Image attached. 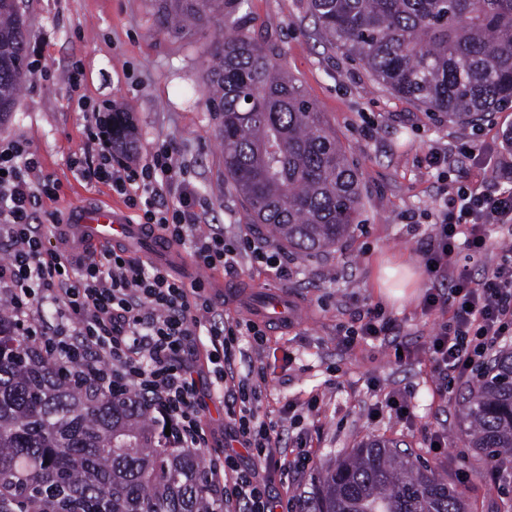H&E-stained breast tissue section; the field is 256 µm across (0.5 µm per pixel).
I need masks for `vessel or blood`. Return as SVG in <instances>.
Segmentation results:
<instances>
[{
	"label": "vessel or blood",
	"mask_w": 512,
	"mask_h": 512,
	"mask_svg": "<svg viewBox=\"0 0 512 512\" xmlns=\"http://www.w3.org/2000/svg\"><path fill=\"white\" fill-rule=\"evenodd\" d=\"M66 229L94 247L108 242L129 246L142 241L148 245L151 257L169 262L176 259L161 234L148 233L144 225L135 223L128 212L112 205H81L70 209ZM254 316L279 326L287 323L290 317L287 291H268Z\"/></svg>",
	"instance_id": "obj_1"
}]
</instances>
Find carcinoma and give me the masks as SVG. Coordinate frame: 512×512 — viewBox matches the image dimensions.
Returning <instances> with one entry per match:
<instances>
[{
    "label": "carcinoma",
    "instance_id": "1",
    "mask_svg": "<svg viewBox=\"0 0 512 512\" xmlns=\"http://www.w3.org/2000/svg\"><path fill=\"white\" fill-rule=\"evenodd\" d=\"M182 34L246 0H157ZM333 46L396 95L473 124L512 103V0H308ZM18 0H0V116L24 78ZM224 175L246 221L304 255L335 247L355 223L360 179L323 113L281 54L218 31L208 66ZM467 391L469 447L512 463V350ZM0 512H214L198 453L167 448L139 399L61 381L0 303ZM313 512H469L457 489L396 444L372 439L319 474Z\"/></svg>",
    "mask_w": 512,
    "mask_h": 512
}]
</instances>
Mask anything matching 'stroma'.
<instances>
[{"label":"stroma","instance_id":"35a3bbf8","mask_svg":"<svg viewBox=\"0 0 512 512\" xmlns=\"http://www.w3.org/2000/svg\"><path fill=\"white\" fill-rule=\"evenodd\" d=\"M21 13L28 30L26 54L38 56L45 74L26 76L14 112L0 121V146L26 142L44 174L59 182L60 199L46 202V210L112 196L108 186L81 180L69 166L73 154L87 146V114L78 105L83 95L93 103L115 101L130 113L134 147L174 142L186 178L204 199V224L238 233L245 213L224 183L218 121L209 101L212 27L170 33L157 20L154 0H23ZM238 18L239 32L281 50L289 72L324 113L360 176L358 222L335 248L310 256L288 252L293 274L280 285L265 264L249 255L237 274L224 278L228 287L245 289L249 304L261 300L265 290L282 286L303 312L288 328L269 330L264 349L244 341L234 357L239 374L257 367L268 373L262 414L282 420L284 404L301 406L298 419L283 420V441L293 460L302 435H310L313 460L306 469H290L292 495L309 504L322 468L362 442L382 438L399 441L437 466L465 494L472 512H500L504 502L512 501V475L490 469L468 448L458 399L465 382H457L452 398L437 390L439 375L425 344L442 317L422 309L431 281L419 249L433 233L431 215L442 186L428 165L430 154L494 144L512 128V104L475 127L432 114L331 47L306 0H248ZM76 60L84 71L77 94L69 83ZM384 260L419 275L409 298L381 300L375 282ZM378 303L393 320L391 330L358 339L348 349L340 346L341 328ZM398 344L410 350V358L395 359ZM403 388L413 391L409 420L375 411L385 394ZM314 395L320 398L317 409L304 410ZM437 433L445 442L434 448L430 439Z\"/></svg>","mask_w":512,"mask_h":512}]
</instances>
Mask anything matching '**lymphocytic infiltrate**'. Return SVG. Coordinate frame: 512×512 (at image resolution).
Instances as JSON below:
<instances>
[{"instance_id":"lymphocytic-infiltrate-1","label":"lymphocytic infiltrate","mask_w":512,"mask_h":512,"mask_svg":"<svg viewBox=\"0 0 512 512\" xmlns=\"http://www.w3.org/2000/svg\"><path fill=\"white\" fill-rule=\"evenodd\" d=\"M85 133L96 153L72 159L76 175L110 186L141 223L169 243L189 245L197 266L231 271L248 252L278 278L288 277L284 252L266 249L252 236L197 234L203 202L186 180L173 143L119 154L110 127L94 122ZM58 198L56 181L26 144L15 140L0 148V248L8 253L0 263V300L20 334L40 337L43 355L70 383L115 398L141 396L160 422L169 423L166 442L173 448L208 447L214 430L207 399L230 398V438L243 450L215 455L209 466L224 512H297L293 496L273 490L274 484H287L292 463L278 423L259 410L267 374L257 368L242 376L233 368L239 337L263 348L266 325L245 316L225 319L223 303L204 280L185 282L125 249L75 252L57 224L38 221L45 201ZM491 226L512 237V187H452L423 250L435 281L423 308L447 316L427 350L448 385L481 377L487 351L512 337V259L487 267L477 280L457 264L461 244L471 257L485 256ZM48 305L56 313L52 323L43 318ZM245 455L251 468L240 465Z\"/></svg>"}]
</instances>
